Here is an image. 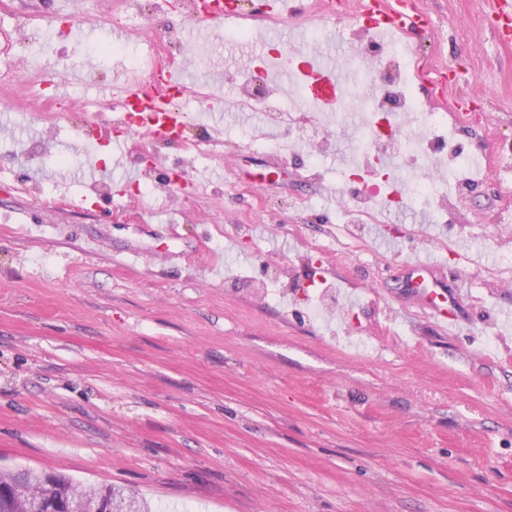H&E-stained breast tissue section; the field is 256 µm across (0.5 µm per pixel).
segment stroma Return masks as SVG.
Listing matches in <instances>:
<instances>
[{
  "label": "stroma",
  "mask_w": 512,
  "mask_h": 512,
  "mask_svg": "<svg viewBox=\"0 0 512 512\" xmlns=\"http://www.w3.org/2000/svg\"><path fill=\"white\" fill-rule=\"evenodd\" d=\"M114 0L57 56L98 64V82L0 81V467L62 472L145 496L163 512H512V46L483 19L485 0H420L429 33L403 43L426 66L456 72L470 113L455 140L475 159L479 193L456 217L440 194L379 203L371 224H347L346 157L357 155L369 103L308 106L288 73H271L287 132L237 85L270 48L350 65L357 12L327 18L322 0H272L268 41L231 39L171 11L195 85L215 101L200 115L211 152L166 146L190 186L151 197L125 183L148 144L109 152L71 137L110 112L100 85L136 75L97 63ZM64 0H0V33L23 16L29 40L59 28ZM75 154L72 167L51 158ZM112 174L100 207L88 160ZM435 257L459 322L442 333L398 276ZM275 274L266 298L255 282ZM339 296L353 320L310 318L302 294Z\"/></svg>",
  "instance_id": "35a3bbf8"
}]
</instances>
